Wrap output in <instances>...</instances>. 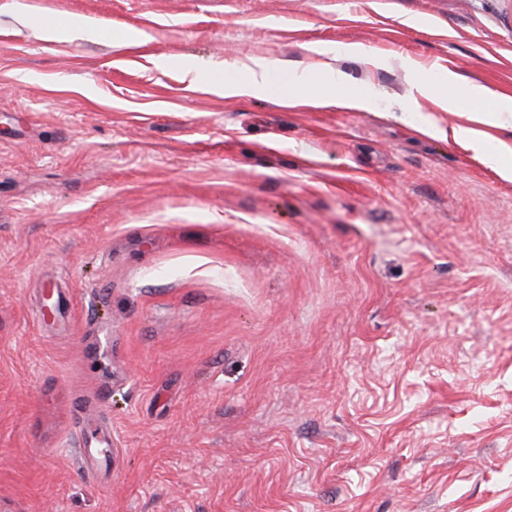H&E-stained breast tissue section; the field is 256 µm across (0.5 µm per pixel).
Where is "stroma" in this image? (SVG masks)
Masks as SVG:
<instances>
[{
	"instance_id": "stroma-1",
	"label": "stroma",
	"mask_w": 512,
	"mask_h": 512,
	"mask_svg": "<svg viewBox=\"0 0 512 512\" xmlns=\"http://www.w3.org/2000/svg\"><path fill=\"white\" fill-rule=\"evenodd\" d=\"M450 71L512 98V0H0V512H512V130L399 109ZM99 26L95 22H91L84 18H73L67 21H59L47 29L53 38L60 37L70 30H82L89 34H95ZM272 65L266 59H256L248 67L243 81L228 78L224 80V90L228 93H247L261 95L269 88V75ZM81 439L78 442V452L82 457H95L100 452L112 448V429L109 428L106 435L101 436L97 432L81 430Z\"/></svg>"
}]
</instances>
